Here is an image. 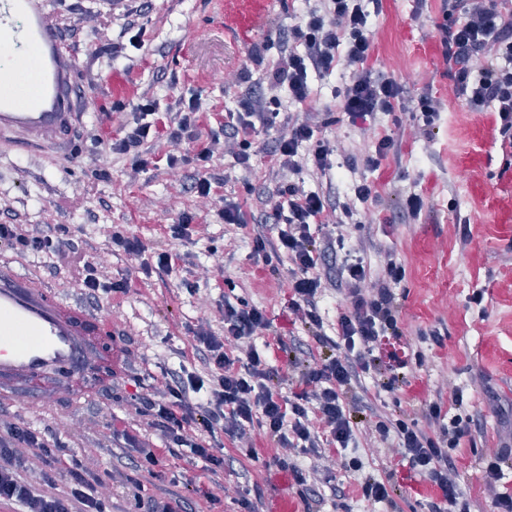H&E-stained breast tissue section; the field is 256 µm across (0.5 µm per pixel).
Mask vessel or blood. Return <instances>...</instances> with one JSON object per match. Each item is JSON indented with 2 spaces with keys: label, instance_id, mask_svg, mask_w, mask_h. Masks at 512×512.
Segmentation results:
<instances>
[{
  "label": "vessel or blood",
  "instance_id": "obj_1",
  "mask_svg": "<svg viewBox=\"0 0 512 512\" xmlns=\"http://www.w3.org/2000/svg\"><path fill=\"white\" fill-rule=\"evenodd\" d=\"M281 0H224V29L240 42L259 38ZM0 47L12 63L0 75V136L31 150L74 133L70 89L75 56L51 21L49 0H0ZM109 312L64 301L32 274L0 264V390L49 399L58 371L88 376Z\"/></svg>",
  "mask_w": 512,
  "mask_h": 512
}]
</instances>
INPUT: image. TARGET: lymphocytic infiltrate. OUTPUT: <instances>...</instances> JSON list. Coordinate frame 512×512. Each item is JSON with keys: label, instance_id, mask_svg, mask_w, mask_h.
Instances as JSON below:
<instances>
[{"label": "lymphocytic infiltrate", "instance_id": "obj_1", "mask_svg": "<svg viewBox=\"0 0 512 512\" xmlns=\"http://www.w3.org/2000/svg\"><path fill=\"white\" fill-rule=\"evenodd\" d=\"M379 5L380 0H320L310 7L268 70L270 87L287 85L293 100L303 105L311 95V73H329L340 66L349 73L341 110L351 123L400 108L403 85L394 77L376 74L370 65L372 10ZM442 10L437 30L443 55L454 71L455 96L464 98L470 110L498 112L502 141L512 146V0H443ZM278 102L274 93L255 97L242 92L237 109L225 113L223 124L203 137L197 95L179 96L163 113L143 98L131 104L119 137L108 148L125 157L136 174L162 166L169 170L193 166L190 190L207 200L212 194L209 169L215 147L224 145L242 167H250L255 139L270 124L269 108ZM318 133L317 123L308 116L283 125L268 151L272 170L283 176L276 190L278 200L270 222L252 225L251 230L256 256L266 261L283 254L291 261L288 309L316 343L332 352L316 364L302 365L292 396L285 397L276 391V375L253 342L255 334L270 325L265 310L228 302L221 311L222 334H215L206 323L195 325L191 347L196 364L163 369L161 391L132 397L135 413L161 433L162 445L151 448L125 434L127 466L139 474L152 471L165 457L188 454L214 482L207 488L195 486L190 497L175 494L165 501L134 497L131 512H198L201 499L209 512H221L223 439L235 438L242 454L254 457L252 431L257 427L280 446L273 461L291 474L308 510L320 502L322 492L297 459L285 454V447L319 458L331 440L342 451L343 468L361 466L358 457L347 453L355 426L344 394L374 369L372 346L378 337L397 328L399 309L391 286L403 279L405 270L389 260L372 275L361 260L343 262L341 282L348 306L338 318L335 336L326 335L319 299L331 276L326 271L327 254L317 246L310 227L327 223L329 202L291 180L307 163L320 172L333 168L336 147ZM161 138L171 149L160 158L147 145ZM0 245L46 253L58 263L76 266L85 299L95 307L131 286L127 278L104 275L94 254L66 249L55 224L26 227L1 222ZM108 245L113 255L138 260V271L147 278L156 271H173L182 259L168 251L151 253L141 237L119 224L112 226ZM424 413L429 423L437 425V433L401 418L377 420L371 432L383 443L397 438L403 460L439 490L440 497L429 502L428 512H471L469 500L449 475L450 452L470 436V426L460 418L444 419L438 402L429 403ZM62 448L61 442H50L45 431L8 425L0 436V503L20 504L23 512H105L107 482L102 468L64 458ZM33 468L39 472L36 488L26 479Z\"/></svg>", "mask_w": 512, "mask_h": 512}]
</instances>
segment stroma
I'll return each instance as SVG.
<instances>
[{
  "label": "stroma",
  "instance_id": "35a3bbf8",
  "mask_svg": "<svg viewBox=\"0 0 512 512\" xmlns=\"http://www.w3.org/2000/svg\"><path fill=\"white\" fill-rule=\"evenodd\" d=\"M148 5L146 31L138 40L126 34L120 16L110 20L105 39L87 31L83 22L97 9L96 0H65L56 6L52 19L76 57L72 96L77 111L89 118L78 126L71 146L47 155H27L0 144V221L30 225L50 220L63 227L68 246L94 240L98 226L124 224L155 250L172 252L181 245L167 236L166 225L179 223L188 213L200 226L191 260L207 273L199 277L196 294L183 289L179 272L160 271L147 278L131 262L112 260L113 275H128L132 287L127 294L112 296L104 307L117 320L138 383L122 384L118 394H111L100 368L90 376L88 394L69 391L36 412L15 401L0 404V422L52 432L67 454L111 462L110 512H124L132 492L125 481L123 432L137 434L150 445L159 441L158 433L128 407L126 397L140 387H161L162 368L178 365L189 348V327L202 319L218 323L220 304L244 301L266 311L271 326L254 343L260 347L265 340L280 338L281 349L268 352L267 358L281 374V392L289 390L294 362L313 363L323 354L302 325L290 321L288 258L255 262L248 227L224 223L217 215L225 202L234 201L253 223L272 207L278 177L263 153L273 146L280 124L295 113L287 88L278 92L281 106L275 124L256 139L252 172H244L232 155L215 153L213 198L205 206L189 191L193 168L135 175L124 159L110 154L106 130L119 120L98 103L106 75L116 71L128 84L131 102L146 96L164 109L179 95L197 93L201 130L209 132L237 107L233 92L224 86L225 74L246 70L250 91L266 93L260 78L304 13L305 0H283L267 20L262 38L245 46L224 31V0H148ZM441 20V0H425L421 6L416 0H382L381 12L372 19L371 64L404 85L405 108L377 113L365 130L345 119L322 128L321 137L338 146L333 169L320 175L306 167L295 177L305 191L327 196L336 217L344 221L339 228L311 227L318 245L330 238L343 240L328 257L330 267L340 268L345 253L352 251L369 271L390 259L405 269L393 287L400 305L399 332L382 337L374 350L394 381L384 389L368 376L346 394L357 424L354 448L361 469L347 471L326 459L298 458L303 468L328 467L333 472L316 512H426L437 490L409 469L395 443L377 442L368 428L381 417L421 419L426 405L437 400L448 416L467 418L471 424L470 437L451 456L472 512H496L482 479L485 449H506L501 466L512 486V154L502 151L497 113L469 111L455 98L436 29ZM347 80L340 67L313 76L311 109L339 113ZM426 86L443 102L428 126L417 106ZM383 132L393 137L395 147L374 171L364 159L374 134ZM365 180L375 183L377 195L364 203L354 189ZM412 193L424 200L416 218L402 206ZM162 198L170 201V208L159 207ZM464 224L471 229L465 244L460 241ZM1 262L38 276L62 298H80L77 270L55 267L46 254H20L0 245ZM433 329L439 330L440 343H420V334ZM418 348L423 351L419 360L414 357ZM458 390L463 393L459 405L453 401ZM253 440L259 453L255 461L240 456L232 440L224 442L229 466L223 479L224 512H241L236 501L240 488L261 490L256 512H266L269 500L281 492H296L295 485L275 480L276 443L259 428ZM176 472L189 479L201 475L189 457L163 460L157 475H142V496H164ZM370 478L390 482L391 501L363 498L361 485Z\"/></svg>",
  "mask_w": 512,
  "mask_h": 512
}]
</instances>
